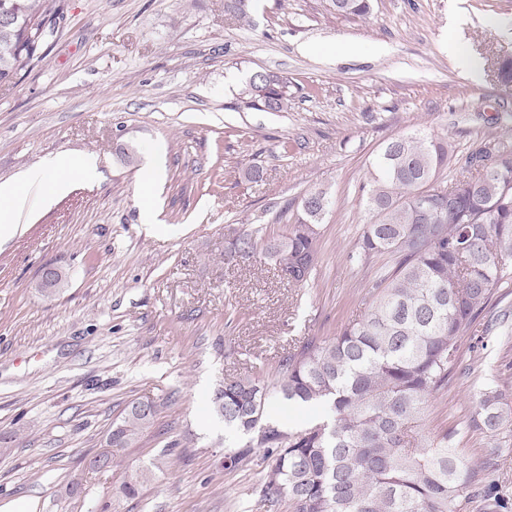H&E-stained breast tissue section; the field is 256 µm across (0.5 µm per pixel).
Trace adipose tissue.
<instances>
[{
  "label": "adipose tissue",
  "instance_id": "obj_1",
  "mask_svg": "<svg viewBox=\"0 0 512 512\" xmlns=\"http://www.w3.org/2000/svg\"><path fill=\"white\" fill-rule=\"evenodd\" d=\"M97 175L94 161H74L64 157L46 160L41 166L22 173L16 179L0 183V241L12 237L18 230L17 212L25 205L31 189L54 194L69 177L90 180Z\"/></svg>",
  "mask_w": 512,
  "mask_h": 512
}]
</instances>
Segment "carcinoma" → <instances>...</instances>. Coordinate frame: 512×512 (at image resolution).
Wrapping results in <instances>:
<instances>
[{
  "mask_svg": "<svg viewBox=\"0 0 512 512\" xmlns=\"http://www.w3.org/2000/svg\"><path fill=\"white\" fill-rule=\"evenodd\" d=\"M332 7L357 17L371 9L370 0H332ZM249 10V0H224L229 20L246 21ZM3 13L13 23L0 28V82L34 58L57 0H0ZM241 95L248 109L288 111V79L275 72H254ZM455 161L451 144L432 136L393 137L376 156L365 185L375 220L351 258L366 263L387 254L391 270L367 289L362 318L279 361L277 393L323 415L287 431L265 415L261 380L239 378L213 391L214 412L248 437L227 455L230 463L263 449L260 495L268 504L286 500L292 512H456L470 487L483 512H509L508 500L494 493L495 481H476L448 433L426 442L416 432L429 398L448 385L461 336L512 274V142L470 152L469 174L439 184V171ZM448 190L453 199L444 205L439 197ZM327 207L324 192L310 191L287 235L238 231L240 259L261 244L288 282L307 283L319 264ZM154 417L131 403L111 431L112 443L132 444ZM511 425L512 405L498 386L487 385L476 428L495 436Z\"/></svg>",
  "mask_w": 512,
  "mask_h": 512,
  "instance_id": "obj_1",
  "label": "carcinoma"
}]
</instances>
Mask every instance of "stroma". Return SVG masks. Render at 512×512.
Instances as JSON below:
<instances>
[{"label":"stroma","mask_w":512,"mask_h":512,"mask_svg":"<svg viewBox=\"0 0 512 512\" xmlns=\"http://www.w3.org/2000/svg\"><path fill=\"white\" fill-rule=\"evenodd\" d=\"M58 6L31 64L0 83V183L55 156L94 158L99 177L71 178L47 200L32 192L0 244V512L28 501L36 512H290L262 502L259 454L225 465L246 439L210 397L258 368L276 386L284 354L364 315L365 285L391 260L350 255L370 219L361 187L387 140L449 142V182L484 136L512 138V85L497 79L512 58V0H372L364 18L330 0H252L246 25L226 19L224 0ZM452 43L474 69L453 61ZM261 69L287 77V111L241 108ZM310 190L329 206L305 286L261 253L225 260L228 229L288 234L280 213L296 214ZM48 268L66 276L52 294L40 286ZM490 319L498 333L477 347ZM492 381L512 397V285L462 338L419 428L448 432L475 471L496 456L512 500V431L470 425ZM145 400L158 406L153 425L109 449L112 427ZM107 451L110 468L86 469Z\"/></svg>","instance_id":"35a3bbf8"}]
</instances>
